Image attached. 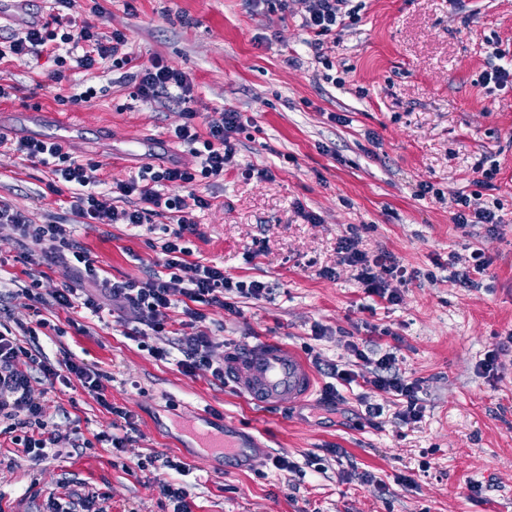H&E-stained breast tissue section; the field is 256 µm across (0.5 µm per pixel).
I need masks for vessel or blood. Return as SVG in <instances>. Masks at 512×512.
Here are the masks:
<instances>
[{
    "mask_svg": "<svg viewBox=\"0 0 512 512\" xmlns=\"http://www.w3.org/2000/svg\"><path fill=\"white\" fill-rule=\"evenodd\" d=\"M224 378L240 398L260 408L302 403L315 393L317 384L305 359L273 337L255 339L228 358ZM198 439L208 456L237 470L247 468L254 454L252 438L230 422L219 432L199 433Z\"/></svg>",
    "mask_w": 512,
    "mask_h": 512,
    "instance_id": "1",
    "label": "vessel or blood"
}]
</instances>
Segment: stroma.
<instances>
[{"instance_id":"obj_1","label":"stroma","mask_w":512,"mask_h":512,"mask_svg":"<svg viewBox=\"0 0 512 512\" xmlns=\"http://www.w3.org/2000/svg\"><path fill=\"white\" fill-rule=\"evenodd\" d=\"M363 3L340 44L324 45L329 61L322 64L301 26L303 0L288 17L278 0L255 12L245 0H76L69 18L123 32L138 63L157 55L183 72L200 117L230 107L246 120L223 178L196 188L214 204L197 212L202 235L188 245L193 260L276 289L239 299L235 314L205 307L213 363L274 336L322 367L305 402L252 408L207 370L188 376L151 358L148 347H169L170 337L149 335L140 344L129 339L130 325L109 315L100 321L48 302L31 308L24 290L48 299L73 274L25 263L14 231L0 227V290L15 295L7 326L48 320L38 331L47 356L70 353L107 374L108 400L133 414L137 428L126 450L113 452L97 439L112 429L107 409L82 389L33 384L62 442L57 455L36 464L0 436V512H48V498L65 496L74 482L104 494L108 512H172L160 490L179 476L164 466L166 456L191 469L192 512H512V88L492 91L478 81L495 45L512 51V0ZM54 11L53 0H0V38ZM53 69L33 55L0 61V85L10 88L16 110L0 116L5 136L32 135L33 126L18 119L29 110L75 114L81 131L66 149L100 161L108 184L148 163H192L170 138L184 120L181 105L137 97L133 68L106 62L71 72V84L93 85L98 96L65 105L56 99ZM134 137L161 147L117 155ZM480 165L496 168L490 184ZM262 169L271 177H259ZM51 180L47 168L0 147V201L36 224L76 225L105 276L141 279L160 260L163 229L175 215L139 227L85 224L68 194L49 189ZM425 182L441 198L418 196ZM461 194L497 203L496 233L454 223ZM311 213L317 222L308 221ZM353 231L368 256L388 252L407 269L398 304L366 294L355 268L343 263L339 243ZM478 248L492 263L478 287L467 288L449 260ZM327 267L334 277L321 276ZM317 325L323 336H313ZM368 337L375 353L396 349L397 370L419 382L421 421L402 422L400 401L361 381L343 389L344 405L325 403L324 365L351 366L348 342ZM492 349L498 372L488 376L478 364ZM367 399L382 404L381 417L366 414ZM225 419L265 445L244 470H224L186 431ZM76 430L88 442L77 453L67 442ZM282 453L293 470L273 467ZM143 459L147 468H138ZM366 473L386 484V495L363 481ZM473 483L479 494H471Z\"/></svg>"}]
</instances>
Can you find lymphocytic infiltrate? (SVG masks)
<instances>
[{
  "mask_svg": "<svg viewBox=\"0 0 512 512\" xmlns=\"http://www.w3.org/2000/svg\"><path fill=\"white\" fill-rule=\"evenodd\" d=\"M359 5L354 0H306L302 25L309 44L322 49L328 41L338 40L348 24L359 19ZM49 54L55 64L51 79L54 83L66 81V73L72 69L85 71L97 64L109 61L123 67L133 61L124 33L97 32L91 24H71L60 32L52 22L31 24L20 32L0 41V61L11 55ZM137 94L143 100L157 101L165 97L182 105L185 120L171 133L175 142L187 147L194 162L192 165L171 163L160 168L143 167L137 177L112 185V192L135 201L133 207L116 209L106 205L99 191L97 172L101 167L94 159L77 160L56 143L26 137L9 142L0 137V146H10L14 152L24 155L32 163L48 167L57 183L72 193L71 206L77 214L92 224H130L141 226L148 215L163 208L178 216L177 226L169 230L161 246L163 255L160 270L147 272L140 280H112L99 275V269L90 251L77 241L70 228L63 224H35L29 217L14 211L0 202V224L10 226L24 246L40 249L42 258L50 263L71 261L75 274L74 283L56 290L53 300L60 308L69 310L81 307L99 312L101 300H109L119 319L132 320L155 334L165 333V312L178 301H185V321L175 332L171 348H150L149 354L156 360L175 359L179 369L188 375L198 369H210L216 381H223V366L213 365L211 350L213 341L202 329L206 315L202 308L217 304L225 311L235 312V298L261 299L269 294L267 283L258 280H233L225 276L223 268L191 260L187 239L200 236L199 224L194 213L211 208V198L189 193L188 197H162L159 188L167 183L194 185L206 179L223 177L225 166L237 151V136L244 129L242 114L234 109L215 111L204 123H197V112L192 108L193 88L187 77L168 66L161 58H152L149 64L140 66L135 75ZM357 236L344 238L341 249L343 260L356 267L357 279L367 293L379 296L395 304L401 299L400 288L408 280L406 269L396 265L391 256L381 254L368 258L358 248ZM93 283L97 294L81 293L83 282ZM47 320H37L28 328V344H21L12 333L0 331V417L8 419L12 441L20 445L32 461H41L49 449L58 444L59 438L44 417L43 407L31 391L33 379L44 385L56 382L79 384L100 406L125 422L123 434H102V441L110 443L115 451H123L131 441L135 430L123 408L111 405L106 397L107 374L85 363L63 356L50 361L37 336ZM350 349L357 360L369 366V385L377 391L393 394L402 402L398 416L404 423L421 420L423 406L418 396V381L408 380L394 368L396 357L385 353L371 358L358 343Z\"/></svg>",
  "mask_w": 512,
  "mask_h": 512,
  "instance_id": "1",
  "label": "lymphocytic infiltrate"
}]
</instances>
